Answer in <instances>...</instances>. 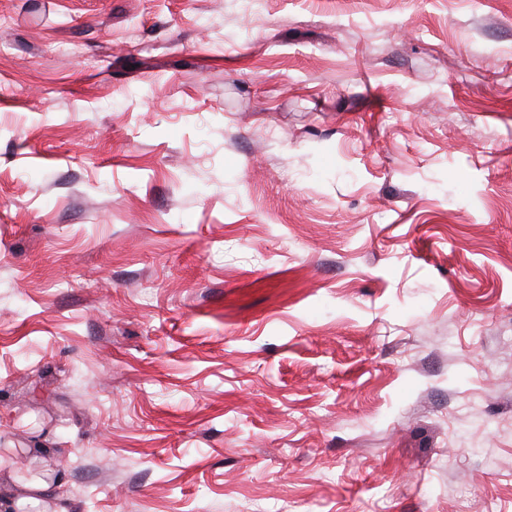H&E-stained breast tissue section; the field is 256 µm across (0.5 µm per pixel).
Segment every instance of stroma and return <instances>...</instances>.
Returning <instances> with one entry per match:
<instances>
[{"label": "stroma", "instance_id": "obj_1", "mask_svg": "<svg viewBox=\"0 0 512 512\" xmlns=\"http://www.w3.org/2000/svg\"><path fill=\"white\" fill-rule=\"evenodd\" d=\"M4 453L76 512H512V0H0Z\"/></svg>", "mask_w": 512, "mask_h": 512}]
</instances>
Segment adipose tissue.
<instances>
[{
	"mask_svg": "<svg viewBox=\"0 0 512 512\" xmlns=\"http://www.w3.org/2000/svg\"><path fill=\"white\" fill-rule=\"evenodd\" d=\"M58 486L59 480L53 475L17 473L10 469L8 459L0 456V506L30 512L32 507L55 499Z\"/></svg>",
	"mask_w": 512,
	"mask_h": 512,
	"instance_id": "adipose-tissue-1",
	"label": "adipose tissue"
}]
</instances>
